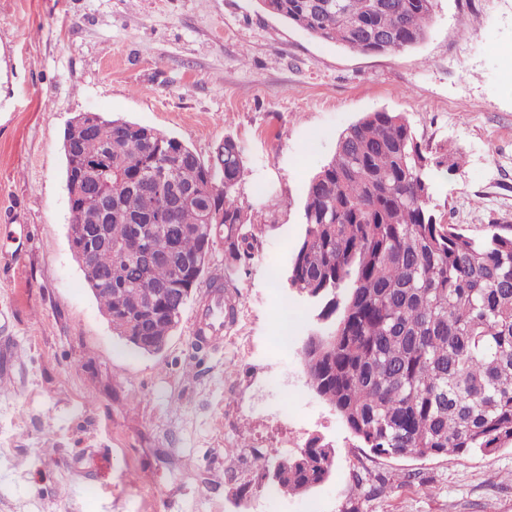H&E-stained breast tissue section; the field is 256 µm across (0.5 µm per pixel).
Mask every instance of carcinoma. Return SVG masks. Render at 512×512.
Instances as JSON below:
<instances>
[{
	"label": "carcinoma",
	"instance_id": "cac0c4a2",
	"mask_svg": "<svg viewBox=\"0 0 512 512\" xmlns=\"http://www.w3.org/2000/svg\"><path fill=\"white\" fill-rule=\"evenodd\" d=\"M310 35L354 52L394 54L419 44L435 0H259ZM141 125L87 117L64 142L75 257L112 332L165 339L224 249V280L253 259L262 225L238 199L240 143L226 135L201 159L182 139ZM405 116L370 112L340 134L309 179L302 232L286 288L323 322L301 354L307 385L376 455L493 454L512 445V235L473 236L427 208L432 158ZM112 206L107 240L89 241ZM176 236L164 261L138 254ZM92 246L88 260L81 258ZM154 317L138 320L146 293ZM335 462L309 443L271 480L284 495L323 483Z\"/></svg>",
	"mask_w": 512,
	"mask_h": 512
}]
</instances>
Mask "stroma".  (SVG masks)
I'll list each match as a JSON object with an SVG mask.
<instances>
[{
    "label": "stroma",
    "mask_w": 512,
    "mask_h": 512,
    "mask_svg": "<svg viewBox=\"0 0 512 512\" xmlns=\"http://www.w3.org/2000/svg\"><path fill=\"white\" fill-rule=\"evenodd\" d=\"M399 112L438 155L428 206L473 235L512 233V0H435L425 39L361 54L259 0H0V512H512V446L379 456L306 384L318 323L284 288L304 189L339 135ZM97 112L209 157L225 135L264 231L228 294L222 344L113 336L68 242L64 132ZM290 307L288 344L279 340ZM336 451L329 478L265 495L259 454Z\"/></svg>",
    "instance_id": "stroma-1"
}]
</instances>
